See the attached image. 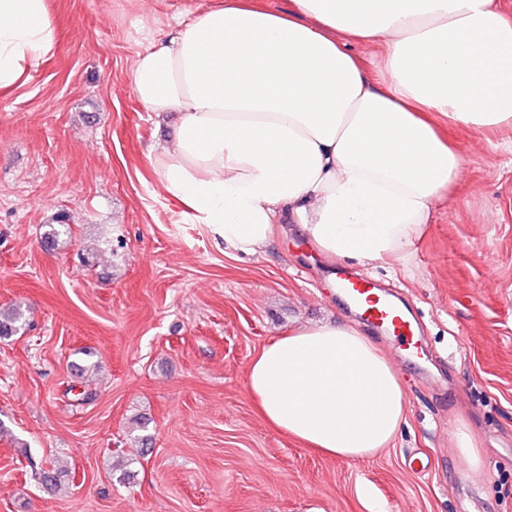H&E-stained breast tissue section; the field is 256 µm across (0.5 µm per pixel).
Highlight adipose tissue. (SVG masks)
I'll list each match as a JSON object with an SVG mask.
<instances>
[{
	"instance_id": "obj_1",
	"label": "adipose tissue",
	"mask_w": 512,
	"mask_h": 512,
	"mask_svg": "<svg viewBox=\"0 0 512 512\" xmlns=\"http://www.w3.org/2000/svg\"><path fill=\"white\" fill-rule=\"evenodd\" d=\"M205 0L147 34L129 72L145 111L176 113L156 156L165 192L225 245L257 253L299 225L334 262L404 270L458 179L441 128L512 127V13L501 0ZM379 50L368 73L353 44ZM47 0H0V91L57 49ZM247 390L273 428L362 459L405 420L399 377L360 329H288L252 360Z\"/></svg>"
}]
</instances>
